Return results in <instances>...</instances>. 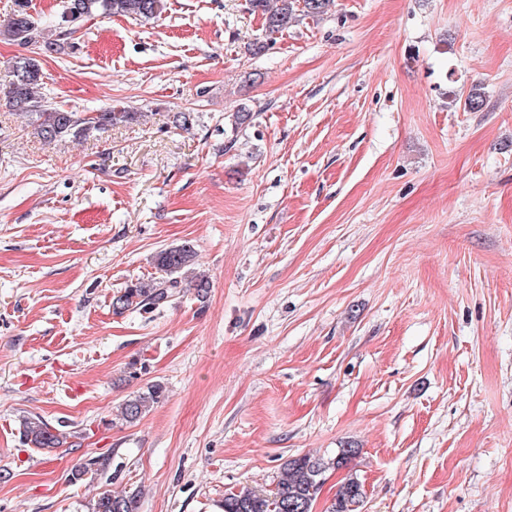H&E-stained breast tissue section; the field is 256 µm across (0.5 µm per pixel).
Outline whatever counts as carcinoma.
<instances>
[{
    "label": "carcinoma",
    "instance_id": "cac0c4a2",
    "mask_svg": "<svg viewBox=\"0 0 512 512\" xmlns=\"http://www.w3.org/2000/svg\"><path fill=\"white\" fill-rule=\"evenodd\" d=\"M252 9L261 13L262 24L271 34L290 27L298 12L318 16L326 13L334 0H249ZM165 8V0H64L58 26L77 23L85 17L121 15L151 20ZM0 34L13 42L28 45L41 37L42 29L30 13L29 0H15L12 15L0 25ZM40 68L36 59L20 57L12 66V80L5 96L16 112L31 115L35 134L45 143L81 140L94 131L126 126L139 121L142 113L127 106H112L101 112H73L45 104L38 94ZM197 254L188 243L170 246L154 256V263L164 272L161 278L137 279L112 297V312L146 310L160 306L184 285L205 298L210 288L208 278L195 272ZM162 388L154 385L121 404L122 419L133 423L159 401ZM20 434L27 445L49 452L67 444V436L39 416L22 418ZM356 448H338L332 455L306 453L287 459L280 468L276 483L269 490L242 489L224 494V512H312L321 492L320 479L339 466L349 468L357 455ZM110 459L91 456L72 473L73 480L88 473H104ZM365 498L363 482L354 473H347L338 483L336 493L326 512H359ZM139 492L113 493L103 491L89 502V512H137Z\"/></svg>",
    "mask_w": 512,
    "mask_h": 512
}]
</instances>
